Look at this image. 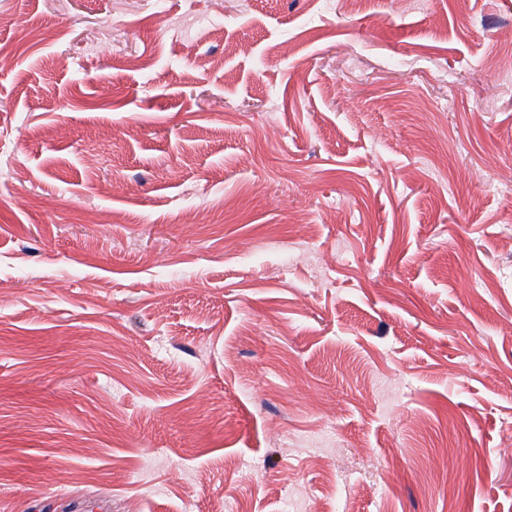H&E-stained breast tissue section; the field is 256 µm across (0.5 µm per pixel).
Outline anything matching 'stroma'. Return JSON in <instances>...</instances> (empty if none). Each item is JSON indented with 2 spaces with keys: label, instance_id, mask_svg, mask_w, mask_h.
<instances>
[{
  "label": "stroma",
  "instance_id": "1",
  "mask_svg": "<svg viewBox=\"0 0 512 512\" xmlns=\"http://www.w3.org/2000/svg\"><path fill=\"white\" fill-rule=\"evenodd\" d=\"M505 73L512 0H0V512H512Z\"/></svg>",
  "mask_w": 512,
  "mask_h": 512
}]
</instances>
